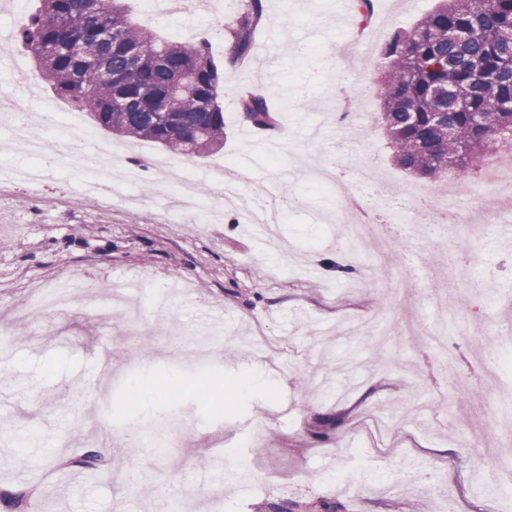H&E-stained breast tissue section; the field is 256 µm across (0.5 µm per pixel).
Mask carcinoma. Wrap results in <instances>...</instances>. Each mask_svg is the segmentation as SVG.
I'll use <instances>...</instances> for the list:
<instances>
[{"instance_id":"obj_1","label":"carcinoma","mask_w":512,"mask_h":512,"mask_svg":"<svg viewBox=\"0 0 512 512\" xmlns=\"http://www.w3.org/2000/svg\"><path fill=\"white\" fill-rule=\"evenodd\" d=\"M15 32L43 82L68 107L104 131L154 142L184 155L224 149V71L255 59V32L266 0H247L227 28L218 61L210 34L171 41L138 25L125 0H38ZM112 31L104 43L99 31ZM512 0H440L410 30L395 33L382 55L377 92L395 162L437 181L450 168L476 170L489 148L512 151ZM242 121L255 130L277 123L259 88L239 92ZM68 466L108 471L88 452ZM30 493L0 490L11 512Z\"/></svg>"}]
</instances>
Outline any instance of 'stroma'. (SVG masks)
<instances>
[{
  "label": "stroma",
  "instance_id": "obj_1",
  "mask_svg": "<svg viewBox=\"0 0 512 512\" xmlns=\"http://www.w3.org/2000/svg\"><path fill=\"white\" fill-rule=\"evenodd\" d=\"M437 2L380 0L358 30L352 8L332 0H288L284 9L267 0L264 30L288 42L256 48L285 136L278 159L252 151L254 132L237 109L245 77L225 75L222 151L184 157L128 144V155L158 162L137 188L156 198L152 211L80 198L67 172L39 186L0 181V488L36 489L27 512H155L161 480L182 512H276L286 501L302 512H491L465 438L471 421L512 407V374L494 390L479 376L481 362L512 341L497 302L512 291V239L479 219L445 237L401 224L400 250L384 265L376 240L350 241L334 189L309 175L336 144L346 149V180L359 162L381 171L354 187L376 208L406 187L430 186L392 163L376 83L384 43ZM219 164L251 178L246 202L287 196L280 242L249 234L229 208L218 224L205 205L169 215L177 172L189 168L207 188ZM353 251L363 271L354 289L335 275ZM459 258L470 259L469 275L445 278ZM67 279V312L35 313L36 296ZM132 284L145 306L165 301L167 317L143 316L135 333L91 317L93 305ZM408 318L442 330L447 351L383 346L369 333L373 321ZM106 344L119 370L101 381L93 368ZM47 361L56 366L49 379L40 374ZM160 381L179 388L157 404L174 440L161 458L127 446L121 413L133 383ZM348 405V427H321ZM369 408L397 429L394 452H366L359 415ZM90 449L139 481L66 472L65 459ZM218 455L227 480L186 486L187 466ZM413 463L446 471V482L403 484ZM241 470L244 491L231 480Z\"/></svg>",
  "mask_w": 512,
  "mask_h": 512
}]
</instances>
